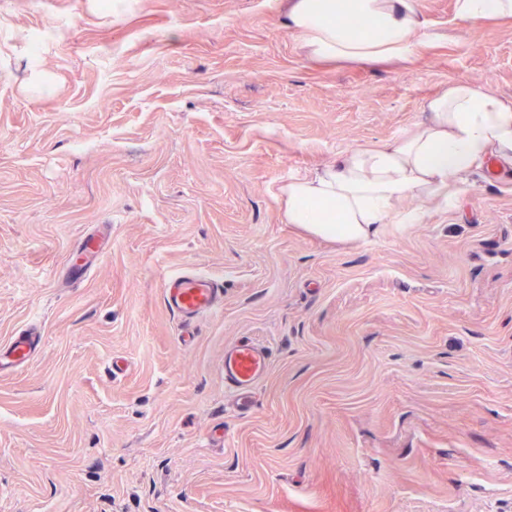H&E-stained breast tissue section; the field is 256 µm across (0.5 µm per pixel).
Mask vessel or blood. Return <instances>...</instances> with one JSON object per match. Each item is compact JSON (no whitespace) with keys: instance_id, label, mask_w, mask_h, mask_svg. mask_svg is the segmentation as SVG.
Listing matches in <instances>:
<instances>
[{"instance_id":"b4317fda","label":"vessel or blood","mask_w":512,"mask_h":512,"mask_svg":"<svg viewBox=\"0 0 512 512\" xmlns=\"http://www.w3.org/2000/svg\"><path fill=\"white\" fill-rule=\"evenodd\" d=\"M104 236L89 233L81 237L70 253V265L84 257L100 254ZM166 308L176 317L191 321L204 315L220 314L224 308V289L214 276L185 270L165 276L161 284ZM42 337L22 332L0 345V373L12 372L30 364L41 347ZM270 368L266 350L250 342H237L224 349V386L235 396L234 409L247 415L252 406L250 396L266 378Z\"/></svg>"}]
</instances>
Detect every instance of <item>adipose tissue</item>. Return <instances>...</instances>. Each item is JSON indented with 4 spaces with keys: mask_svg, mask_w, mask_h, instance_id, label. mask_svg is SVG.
I'll return each instance as SVG.
<instances>
[{
    "mask_svg": "<svg viewBox=\"0 0 512 512\" xmlns=\"http://www.w3.org/2000/svg\"><path fill=\"white\" fill-rule=\"evenodd\" d=\"M288 27L317 64L415 62L439 41L418 0H286ZM462 23H512V0H455ZM361 18L376 33L358 26ZM426 120L385 142L360 145L293 177L276 193L284 223L329 242L359 245L409 224V201L448 207L469 173L512 170V97L457 82L429 97Z\"/></svg>",
    "mask_w": 512,
    "mask_h": 512,
    "instance_id": "1",
    "label": "adipose tissue"
}]
</instances>
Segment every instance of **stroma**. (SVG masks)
<instances>
[{"label": "stroma", "mask_w": 512, "mask_h": 512, "mask_svg": "<svg viewBox=\"0 0 512 512\" xmlns=\"http://www.w3.org/2000/svg\"><path fill=\"white\" fill-rule=\"evenodd\" d=\"M282 0H0V512H512V175L348 246L283 223L289 177L512 96V24L419 0L410 67L311 62ZM112 231L85 279L78 238ZM224 310L184 323L164 274ZM267 349L249 417L224 348ZM161 288L166 308L184 321L223 311V284L209 273L194 270L172 273L163 278ZM41 333L24 331L0 346V373L17 371L30 364L41 347Z\"/></svg>", "instance_id": "stroma-1"}]
</instances>
